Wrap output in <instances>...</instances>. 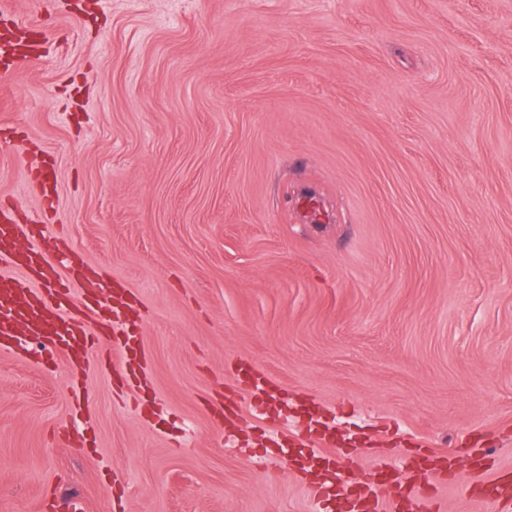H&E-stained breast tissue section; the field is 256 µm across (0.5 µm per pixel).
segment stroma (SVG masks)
<instances>
[{
	"instance_id": "stroma-1",
	"label": "stroma",
	"mask_w": 512,
	"mask_h": 512,
	"mask_svg": "<svg viewBox=\"0 0 512 512\" xmlns=\"http://www.w3.org/2000/svg\"><path fill=\"white\" fill-rule=\"evenodd\" d=\"M0 202L94 357L0 347V512L512 482V0H11ZM120 367L106 366L114 346ZM469 483L449 486V472Z\"/></svg>"
}]
</instances>
